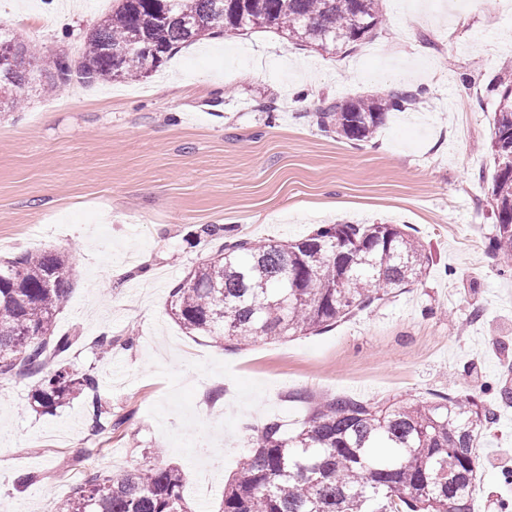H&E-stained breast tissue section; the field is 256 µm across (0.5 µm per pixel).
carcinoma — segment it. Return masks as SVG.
<instances>
[{"label": "carcinoma", "instance_id": "cac0c4a2", "mask_svg": "<svg viewBox=\"0 0 512 512\" xmlns=\"http://www.w3.org/2000/svg\"><path fill=\"white\" fill-rule=\"evenodd\" d=\"M380 0H112L81 56L59 55L34 69L30 45L0 28V107L16 108L36 77L60 89L76 73L87 83L147 75L141 46L161 65L178 44L219 30L272 28L292 43L334 50L361 41L379 23ZM490 143L495 234L489 251L512 267V66L497 83ZM415 94L332 103L312 113L318 130L352 143L373 136L387 113ZM421 243L395 224H325L291 241L240 240L189 272L170 292V314L192 336L236 348L260 339L317 332L426 273ZM69 256L55 250L0 259V376L36 379L34 402L51 412L81 396L91 428H102L97 378L51 365L79 340L55 332L71 288ZM495 411L474 395L434 402L371 404L351 397L319 402L299 430L273 419L252 428L255 447L224 488L219 512H471L476 448ZM452 461L454 473L441 474ZM56 512H189L183 474L161 452L129 472H90Z\"/></svg>", "mask_w": 512, "mask_h": 512}]
</instances>
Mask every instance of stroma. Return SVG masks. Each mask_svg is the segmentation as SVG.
Listing matches in <instances>:
<instances>
[{"label": "stroma", "instance_id": "stroma-1", "mask_svg": "<svg viewBox=\"0 0 512 512\" xmlns=\"http://www.w3.org/2000/svg\"><path fill=\"white\" fill-rule=\"evenodd\" d=\"M64 2L0 0V27L40 63L79 56L112 5ZM381 11L365 39L336 52L273 30L210 35L148 77H75L56 93L34 82L0 112V258L69 254L56 329L79 342L58 361L97 376L104 410L92 433L86 398L45 413L29 377L0 378V512H43L84 474H123L153 450L184 471L191 512H218L252 426L276 418L294 432L330 396L476 395L497 419L479 439L471 509L512 504V469L498 460L512 448V405L500 402L512 388V271L488 253L512 0H381ZM299 60L322 74L301 95L290 87ZM402 64L413 71L405 82ZM400 84L419 101L368 141L322 136L306 119ZM347 222L407 226L430 256L422 281L322 331L241 349L172 318L171 289L224 246L202 225L257 242ZM112 265L125 275L112 279ZM105 332L119 341L108 353L95 345ZM22 473L35 477L24 488Z\"/></svg>", "mask_w": 512, "mask_h": 512}]
</instances>
